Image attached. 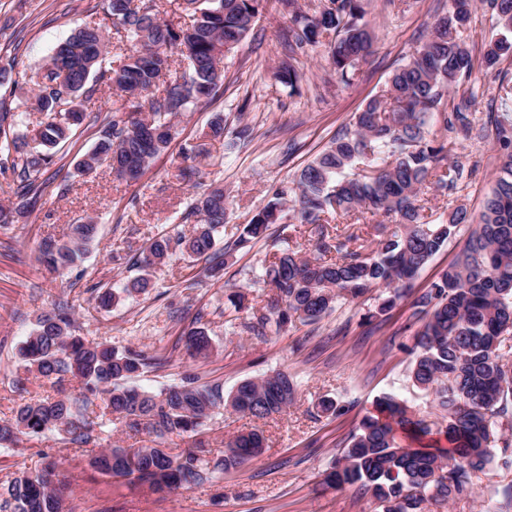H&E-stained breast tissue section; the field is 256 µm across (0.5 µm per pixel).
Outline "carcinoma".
Wrapping results in <instances>:
<instances>
[{"label":"carcinoma","instance_id":"cac0c4a2","mask_svg":"<svg viewBox=\"0 0 512 512\" xmlns=\"http://www.w3.org/2000/svg\"><path fill=\"white\" fill-rule=\"evenodd\" d=\"M260 2L182 0L181 13L169 20L157 18L156 0H100L93 6L98 22L75 30L30 77L31 106L48 115V121L21 131L14 113L0 108V154L19 178L22 204L17 212L41 199L47 185L39 176L52 162L49 150L83 122L86 103L104 88L120 93L133 110L110 109L98 141L77 162L76 171L87 174L106 163L121 179L141 177L169 146L172 119L193 111L224 84L219 63L252 32ZM449 2V9L435 17L425 42L393 71L386 90L370 98L350 126L291 183L276 186L234 241L243 248L264 237L271 225L283 223L290 203L297 223L315 237L313 258L287 247L264 261L258 280L265 289L262 307L247 305L243 292L230 295L227 322L252 336H265L296 320L315 323L338 300L359 299L371 288L393 290L382 312L413 297L411 306L421 326L410 377L432 397L445 426L434 432L402 401L385 396L361 419L324 479L329 487H355L371 496L379 512H430L471 495V474L491 462V444L512 446V361L500 353L502 341L512 333V117L494 120L503 163L479 223L438 280L417 296L412 291L418 273L460 225L469 223L462 205L448 214L447 223L435 224L418 204L427 183L442 196L458 189L463 169L450 158L456 141L469 138L474 129L467 108L476 102L475 93L448 105V91L474 69L462 37L473 0ZM491 6L498 33L483 55L488 69L512 55V0H491ZM112 30L126 33L134 50L113 57L106 38ZM326 37L336 79L350 84L374 42L359 0H326L311 13L292 10L288 59L277 77L295 86L302 73L292 60ZM437 114L448 131L446 139L430 136L429 125ZM360 160L370 170L349 173ZM227 209L224 187L209 188L184 216L194 221L190 235L153 238L133 256L144 274L118 292L107 288L99 293V306L117 304L122 294L146 292L149 269L177 248L208 257L220 269L224 262L212 249ZM362 210L381 220L352 223L343 232L326 218ZM394 217L399 218L395 230L382 228ZM97 235L93 218H80L66 239L44 243L41 263L50 272L70 268ZM185 345L195 358H205L213 349L201 328L188 332ZM15 358L25 373L13 381L17 391H27L32 376L57 387V393L19 404L12 419L0 423V447L47 433L61 435L66 445L88 444L96 423L84 416L81 406L94 397L100 400L99 417L109 422L116 418L129 431H144L158 443L150 448H90L88 465L102 476L147 483L160 492L201 485L264 451L263 436L256 430L233 436L218 453L211 448L175 453L164 447L166 437L198 435L222 409L266 419L292 405L296 394L284 372L245 379L227 395L221 386L202 382L191 372L158 392L144 390L135 379L150 367L164 368L167 359L142 350L119 351L106 341L79 335L65 303L37 317ZM61 485L54 462L20 471L0 481V512H62Z\"/></svg>","mask_w":512,"mask_h":512}]
</instances>
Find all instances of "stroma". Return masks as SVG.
<instances>
[{
    "mask_svg": "<svg viewBox=\"0 0 512 512\" xmlns=\"http://www.w3.org/2000/svg\"><path fill=\"white\" fill-rule=\"evenodd\" d=\"M97 0H0V65L13 64V77L23 82L42 66L57 44L88 21ZM446 0H362L364 19L375 34L369 63L357 68L350 85L337 83L326 48L300 56L304 78L298 91L276 80L275 68L286 54L284 33L291 16L279 0H269L253 31L224 60V85L218 97L184 113L175 122V136L135 182L114 178L106 167L81 175L74 166L99 136L104 115L98 101L87 106V117L65 142L54 148V162L41 174L49 188L34 209L16 215L18 182L0 174V208L11 212L0 222V421L11 418L21 395L13 387V352L42 312L68 301L81 335L106 339L113 347L144 350L168 357L160 370L147 369L141 388L156 392L178 382L188 370L211 384L231 391L240 381L271 371L288 373L298 384V401L270 419L227 413L217 417L198 437L171 436L166 447L179 451L203 446L223 448L235 434L259 427L264 453L223 479L199 487L157 493L91 471L81 452L62 458L69 477L64 512H378L370 496L356 488L335 490L324 485L326 471L350 442L361 418L386 395L406 402L434 428L442 418L431 399L416 388L409 370L419 323L408 301L388 312L380 306L386 289L375 288L355 301H340L314 324L295 322L268 336L232 332L224 308L229 293L241 290L258 298L255 283L264 260L290 243L303 255L314 253L304 235H288L272 225L266 238L237 251L230 245L251 217L270 198L272 188L290 181L320 152L374 94L385 89L399 63L417 48ZM496 17L489 0H475L465 35L476 62L458 96L476 92L475 130L459 140L454 159L465 179L453 198H430L435 215L444 217L450 204L465 206L478 220L486 195L500 175L492 120L512 114V99L497 95L500 82L512 81V57L493 68L481 59L496 34ZM226 124L220 140H199L200 129L214 115ZM252 130L250 142L230 148L238 124ZM202 144L204 155L198 183L176 179L188 161L184 148ZM66 186L58 194V186ZM223 186L229 198L226 223L215 235L225 250L218 275H209V260L173 253L150 272L149 294L129 297L109 310L96 306L99 287L120 289L138 276L129 248L141 249L159 234L189 232L183 213L210 187ZM93 217L98 235L78 266L60 274L39 261L44 238H62L79 217ZM202 327L215 346L206 359L191 358L180 337ZM332 399L344 406L339 417L322 414L317 404ZM58 437L24 441L0 455V480L42 466L59 457ZM474 494L441 512H499L496 491L512 485V467L493 460L472 475Z\"/></svg>",
    "mask_w": 512,
    "mask_h": 512,
    "instance_id": "obj_1",
    "label": "stroma"
}]
</instances>
